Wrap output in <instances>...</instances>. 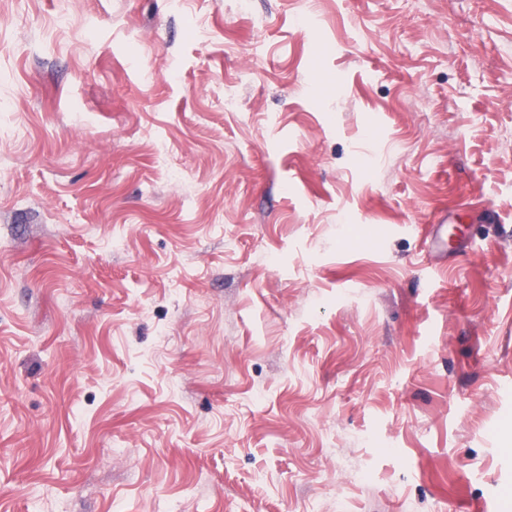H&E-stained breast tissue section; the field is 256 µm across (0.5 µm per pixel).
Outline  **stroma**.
<instances>
[{
    "label": "stroma",
    "instance_id": "35a3bbf8",
    "mask_svg": "<svg viewBox=\"0 0 512 512\" xmlns=\"http://www.w3.org/2000/svg\"><path fill=\"white\" fill-rule=\"evenodd\" d=\"M0 512H512V0H0Z\"/></svg>",
    "mask_w": 512,
    "mask_h": 512
}]
</instances>
